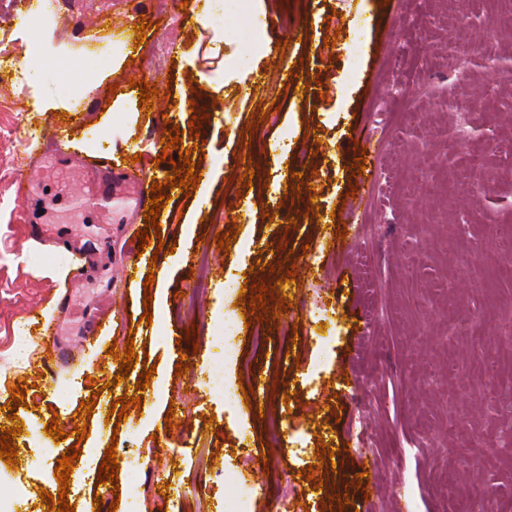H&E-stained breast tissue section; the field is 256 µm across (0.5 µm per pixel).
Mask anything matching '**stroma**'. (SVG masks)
<instances>
[{
    "mask_svg": "<svg viewBox=\"0 0 512 512\" xmlns=\"http://www.w3.org/2000/svg\"><path fill=\"white\" fill-rule=\"evenodd\" d=\"M465 0H249L247 7L263 23L266 52L253 55L244 70L229 68L239 45L231 33L200 22L198 0H190L186 26L173 27L158 0H66L45 26L37 44L14 50L0 44L5 60H18L32 84L14 93L0 84L10 108L0 123L14 133L0 138V404L12 400L11 387L21 386L25 402L14 415L0 411V427L20 419L16 437L18 463L0 459V490L22 482L27 494L15 512H47L40 493L57 495L54 468L59 454L77 453L68 492L76 512H125L123 504L150 500L143 482L131 481L124 465L116 480L98 483L85 469L87 460L101 462L111 443L131 449L156 447L171 439L182 453L162 460L174 469L180 493L194 500L198 479H205L203 512H222L224 480L220 468L234 463L239 426L248 424L257 457L255 472L244 488L253 512H278L273 494L282 476L295 480L306 496L308 512H469L483 493L494 495L503 512H512V448H506L505 424L512 408H488L493 394L486 371L512 365V338L501 337L498 313L512 310V192L502 185L512 179V79L470 63L448 47L449 34L512 58V26L492 24L500 0H483L476 8L482 26L461 28L457 19ZM298 23L301 34L289 39L281 14ZM149 19L147 40L170 46L171 72H155L144 47L135 43L133 26ZM374 28H367V20ZM336 30L325 46L328 30ZM133 60L123 64L124 47ZM283 48L285 69L270 70V51ZM404 64L393 68V57ZM146 80L170 92L168 109L145 110L134 83ZM95 91H88L89 83ZM316 83L319 93L304 94ZM116 92H108V85ZM201 102L224 93L228 111L211 113L199 133H191L182 105L186 89ZM453 89L454 104L439 101ZM79 109H72V102ZM278 110L279 125L258 136L248 133L260 111ZM468 120L470 146L453 137L460 120ZM178 126L184 147L203 178L191 194L173 190L160 211L161 237L140 243L145 218L110 225L111 242L100 259L107 286L88 282L76 304L91 313H115L125 324L101 346L75 350L72 362L46 368L42 347L25 365L9 364L14 334L38 336L33 317L57 314V297L66 286L68 261L56 255L34 264V243L21 222L34 204L17 196L15 181L31 156L55 130L68 136L72 149L88 158L123 157L131 172L149 171L160 183L172 174L176 149L158 163L148 131ZM288 129L287 151L272 150L280 129ZM498 143L486 149L487 138ZM206 147L196 151V140ZM363 146L376 176L353 177L350 156ZM236 156L255 165L254 182H244L243 169L225 165ZM241 198L251 216L230 250H220L216 233L230 224H213V209L226 195ZM316 204L318 214L307 211ZM376 227L366 241L354 240L346 260L329 262L331 286L320 291L305 264L306 252L333 247L341 229L355 221ZM173 253L158 252L159 242ZM211 257L210 291L202 316L190 320V269L200 253ZM164 274L144 287L150 265ZM294 268V281L278 280V268ZM272 286L285 302L324 299V324L298 320L295 342L282 343L268 301L261 327L270 329V345L257 359L271 368L286 351L285 371L274 386L240 394L237 408H226L207 388L186 398L185 415L168 416L180 381L175 366L187 360L199 373L207 356L218 352L213 326L224 315V283ZM151 306H144V297ZM151 311V324L140 317ZM194 340H186L187 330ZM331 338V365L310 387L281 393L286 379H298L317 358L314 336ZM133 340L136 363L125 385L107 389L116 365L109 351ZM155 374L145 389L136 383L144 365ZM103 390L93 394L88 379ZM371 384L373 418L361 445L347 438L359 401L356 387ZM69 386L59 400L58 386ZM142 400L126 422L109 406L121 396ZM95 399L92 415L80 414L81 401ZM286 408V453L272 448L257 415L246 404ZM59 416L67 436L45 455L48 434L32 435V424L48 427ZM84 440L73 437L75 426ZM329 458H322V451ZM214 457L213 468L200 473L198 454ZM273 459L265 467V459ZM308 461L312 478L300 473ZM347 494L344 508L325 510L328 497ZM117 510H110L114 500Z\"/></svg>",
    "mask_w": 512,
    "mask_h": 512,
    "instance_id": "35a3bbf8",
    "label": "stroma"
}]
</instances>
